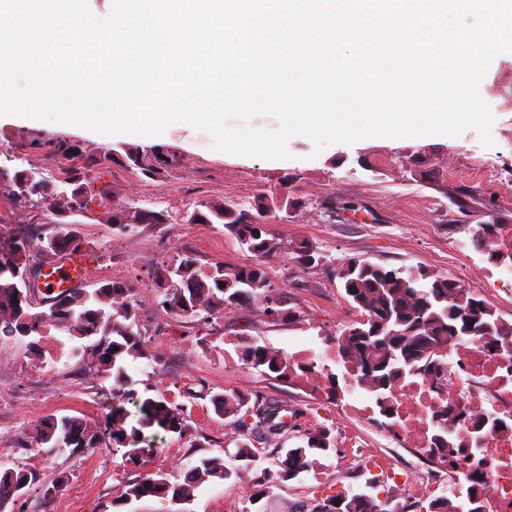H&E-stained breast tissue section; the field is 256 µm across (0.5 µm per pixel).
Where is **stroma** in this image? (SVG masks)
<instances>
[{
  "label": "stroma",
  "mask_w": 512,
  "mask_h": 512,
  "mask_svg": "<svg viewBox=\"0 0 512 512\" xmlns=\"http://www.w3.org/2000/svg\"><path fill=\"white\" fill-rule=\"evenodd\" d=\"M482 97L494 116L487 144L469 129L454 137L397 144L366 137L318 153L310 138L297 135L288 142L287 160L219 152L209 134L177 125L156 139L103 137L81 128L38 126L17 114L0 117V198H11V179L19 170L38 168L45 179L58 182L46 144L63 140L94 159L90 176L113 207L165 214L164 223L139 224L125 233L113 229L103 209L78 214L89 291L110 282L155 288L156 271L183 252L204 265L249 263L251 255L241 251L223 225L189 224L186 213L224 202L248 206L259 196L282 192L301 202L287 223L272 225L279 250L266 265L276 298L296 314L292 323H271L258 301L232 319L209 325L171 315L155 303L136 306L148 356L131 370L129 386L144 397L163 395L185 404L193 427L182 437L159 432L156 451L145 462H131L108 443L78 456L32 447L30 435L39 421L70 415L100 422L103 406L116 408L121 400L112 394L110 374L87 370L78 358L44 364L26 341L0 337V355L13 360L12 367L0 371V428L13 432L10 446L0 447V470L22 466L46 480H66L56 498L27 496L14 503V512H174V504L157 498L123 506L118 499L129 482L159 470L171 482H182L183 464L202 456L223 458L234 473L228 480L201 484L184 503L185 512H311L317 500L329 495L376 497L369 475L349 462L346 442L348 436L366 438L370 432L337 417L332 421L335 450L318 456L298 477L248 501L246 489L273 452L257 445L256 468H237L238 431L215 413L212 396L230 389L274 398L304 408L310 417L321 413L324 404L260 374L224 346L240 334L284 353L302 345L320 347L353 320L333 273L334 266L350 258L451 277L480 298L498 297L497 314L512 318V281L502 278L500 264L489 253L469 247L459 256L448 255L452 243L470 239L480 225H512V55L494 58L483 78ZM129 147L156 156L157 174L146 177L131 168L125 157ZM489 163L499 170L497 181L480 176ZM57 210L51 197L37 194L30 195L25 208L0 209V250H9L23 235H49ZM303 241L316 245L332 268H301L295 249Z\"/></svg>",
  "instance_id": "1"
}]
</instances>
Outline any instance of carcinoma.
<instances>
[{
	"instance_id": "obj_1",
	"label": "carcinoma",
	"mask_w": 512,
	"mask_h": 512,
	"mask_svg": "<svg viewBox=\"0 0 512 512\" xmlns=\"http://www.w3.org/2000/svg\"><path fill=\"white\" fill-rule=\"evenodd\" d=\"M58 160V167L67 175V183L74 184L70 194L62 197L61 217L51 234L39 238L38 249L45 259L62 254L69 248L77 249L81 235L77 223L66 220L76 212L75 204L85 197L88 183L82 181L89 167L77 163L80 156L64 143H57L50 151ZM128 160L146 173L154 172L152 158L134 148L126 149ZM22 171L15 172L13 185L16 195L24 197L39 193L53 195L55 184L44 179L24 186ZM300 205L287 194L262 195L248 209H235L227 204L207 207V211H193L189 224H222L236 239L241 250L255 258L246 265L205 266L192 254L180 257L176 274L165 288H160L162 304L181 317L204 316L206 319L221 313L228 315L250 299L264 302L263 313L273 323L295 320L294 312L272 303V289L266 271V259L278 249L277 239L270 225L249 221V217L266 213L278 205ZM165 215L155 211L112 210V226L125 230L135 224H163ZM296 261L303 268L319 266L321 255L316 246L301 242L295 249ZM30 266L27 263V244L19 238L7 253L0 254V336H19L26 332L32 349L41 350L47 329H56L70 339L84 340L86 344L74 346L69 356L90 354L89 370L112 375L113 394L122 397L137 408L135 423L127 422L129 412L121 407L110 411L111 418L104 424L85 417L63 416L41 422L32 436L40 447L51 450L68 448L73 454L98 448L103 439L112 441V447L141 446V451H153L150 438L153 432L184 436L190 433L187 409L165 396L157 399L142 398L127 389L130 376L128 365L148 358L145 341L135 330L133 307L134 287L130 284L107 283L93 292H60L47 299L48 310L38 311L26 298L19 296L15 284L22 280ZM336 277L353 308L361 313L354 321L361 329L357 335L342 334L343 354L347 362L364 372L377 384L380 395H385L394 380L406 370L428 374L433 362L441 359L448 338L484 336L486 330L495 336H506L508 331L499 327L497 317L483 301L470 296L460 287L448 295V285L454 279L445 275H431L418 269L387 268L352 258L341 265ZM356 292H351V289ZM110 300V309L101 307ZM242 360L253 369L279 381L294 382L297 377L290 358L267 346L242 342L237 345ZM216 413L233 418L232 425L241 430L242 441L237 444L235 459L253 461V440L260 439L274 446L277 456L272 466L263 469L254 484L248 500H256L263 491L278 481L290 480L303 473L314 462L335 447L332 429L326 426L299 428L283 420L288 409L275 399H251L238 392H224L212 397ZM293 436L294 446L284 448V439ZM232 471L220 457H200L188 467L184 483L173 484L166 473L154 474L131 482L123 494L125 503L146 497L162 500L180 498L189 501L193 491L208 480H228ZM44 487L40 477L23 468H7L0 472V507L26 488ZM371 509L366 501L343 494L328 495L321 499L313 512H390L388 502L375 501Z\"/></svg>"
}]
</instances>
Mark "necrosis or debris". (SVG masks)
<instances>
[{
    "label": "necrosis or debris",
    "instance_id": "obj_1",
    "mask_svg": "<svg viewBox=\"0 0 512 512\" xmlns=\"http://www.w3.org/2000/svg\"><path fill=\"white\" fill-rule=\"evenodd\" d=\"M291 360L297 365L317 362L315 371L298 376L317 391L327 380L326 368L339 360V346L327 341L319 349L294 352ZM445 361L447 397H438L424 379L408 377L382 410L353 376L336 399V411L375 422L381 440L396 435L419 451L432 447L438 435L467 448L470 461L424 476L411 471L403 485L426 494L434 483H443L441 497L449 512H465L475 497L486 512H512V356L492 352L484 337L468 336L449 339Z\"/></svg>",
    "mask_w": 512,
    "mask_h": 512
}]
</instances>
